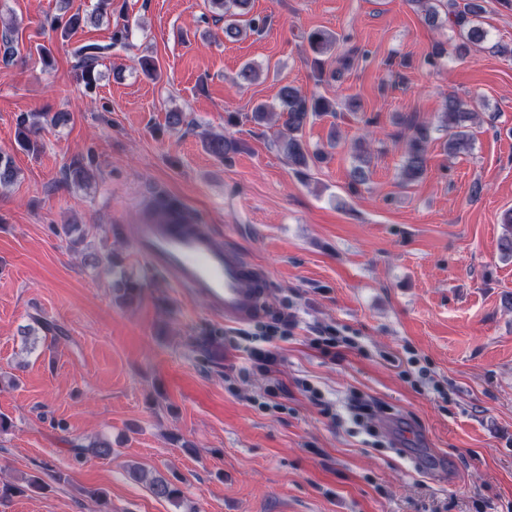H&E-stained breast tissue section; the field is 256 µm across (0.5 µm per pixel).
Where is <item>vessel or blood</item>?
Returning <instances> with one entry per match:
<instances>
[{
	"mask_svg": "<svg viewBox=\"0 0 512 512\" xmlns=\"http://www.w3.org/2000/svg\"><path fill=\"white\" fill-rule=\"evenodd\" d=\"M135 249L173 284L202 296L209 311L230 324L254 321L262 312L267 281L234 248L219 244L196 224H139Z\"/></svg>",
	"mask_w": 512,
	"mask_h": 512,
	"instance_id": "vessel-or-blood-1",
	"label": "vessel or blood"
}]
</instances>
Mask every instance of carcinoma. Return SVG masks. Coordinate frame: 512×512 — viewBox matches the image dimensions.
<instances>
[{
  "label": "carcinoma",
  "mask_w": 512,
  "mask_h": 512,
  "mask_svg": "<svg viewBox=\"0 0 512 512\" xmlns=\"http://www.w3.org/2000/svg\"><path fill=\"white\" fill-rule=\"evenodd\" d=\"M416 6L423 15L424 21L432 26L439 27L449 24L458 35L459 43L456 45V54L466 56L474 46H480L490 41V33L483 26L482 18L485 13V0H406ZM212 4L219 6L224 16V35L236 39L243 33L239 24V17L250 11L251 0H212ZM339 42V37L324 30H314L307 35V48H305L306 61L310 62L311 76L317 85L327 81L325 68V55L331 52ZM105 47L91 43L82 47L77 64L76 76L79 81L90 88L95 81V73L99 66V59ZM447 49L442 42L432 45L427 55L426 63L434 68L444 65ZM336 115L335 102L318 93H307L302 89L285 85L280 89L278 101L274 105L259 103L254 106L251 119L257 123H266L273 118L282 120V130L278 131L275 143L278 149L286 156L288 163L299 168V174L307 179L312 168L323 163L328 153L321 149L310 150L304 140L303 131L306 126L323 116ZM41 113L21 115L19 118V145L35 152L39 148L38 135L43 129L40 118ZM476 118L475 111L469 104L455 95H448L444 101L442 127L447 132L444 149L448 154L458 156L468 153L472 149V136L469 133V122ZM407 131V150L400 167L402 182L409 183L421 178L427 168V148L431 139L430 127L411 118L403 122ZM206 147L214 155L226 158L238 150V144L221 134H211L206 138ZM16 169L12 158L0 154V186L14 181ZM505 234L500 239V250L503 254L512 257V210L504 216ZM75 455L81 457L91 453L100 457L112 455L110 444L101 439L77 441L73 443ZM133 476L142 479L148 485L150 492L157 498L177 501L182 491L171 480L161 476H149V471L140 467L133 471Z\"/></svg>",
  "instance_id": "cac0c4a2"
}]
</instances>
